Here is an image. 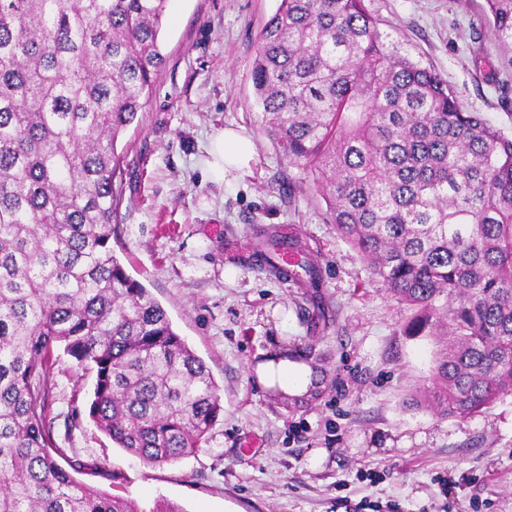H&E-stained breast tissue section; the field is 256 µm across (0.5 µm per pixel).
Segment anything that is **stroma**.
<instances>
[{
  "label": "stroma",
  "mask_w": 512,
  "mask_h": 512,
  "mask_svg": "<svg viewBox=\"0 0 512 512\" xmlns=\"http://www.w3.org/2000/svg\"><path fill=\"white\" fill-rule=\"evenodd\" d=\"M381 32L441 73L457 98L512 137V52L496 44L485 0H364ZM278 0H169L164 66L119 139L112 248L153 293L221 389L224 411L201 448L148 466L89 419L95 375L58 354L47 422L82 462L85 484L184 512H512V394L441 417L429 402L438 337L410 336L412 310L371 274L326 219L311 178L260 128L252 65ZM238 128L251 171L214 183L210 137ZM287 227L322 285L272 275L254 242ZM316 374L299 397L262 387L261 353ZM471 475L450 491L437 475Z\"/></svg>",
  "instance_id": "stroma-1"
}]
</instances>
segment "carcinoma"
I'll list each match as a JSON object with an SVG mask.
<instances>
[{
	"label": "carcinoma",
	"mask_w": 512,
	"mask_h": 512,
	"mask_svg": "<svg viewBox=\"0 0 512 512\" xmlns=\"http://www.w3.org/2000/svg\"><path fill=\"white\" fill-rule=\"evenodd\" d=\"M167 3L0 0V512H184L76 479L46 424L59 348L95 371L89 419L147 465L191 454L224 410L206 363L112 249L116 145L165 62ZM486 4L512 48V0ZM253 87L263 132L415 310L407 333L448 336L438 414L512 394V138L389 41L363 0H279ZM286 240L256 244L274 271ZM297 267L320 287L316 266Z\"/></svg>",
	"instance_id": "cac0c4a2"
}]
</instances>
